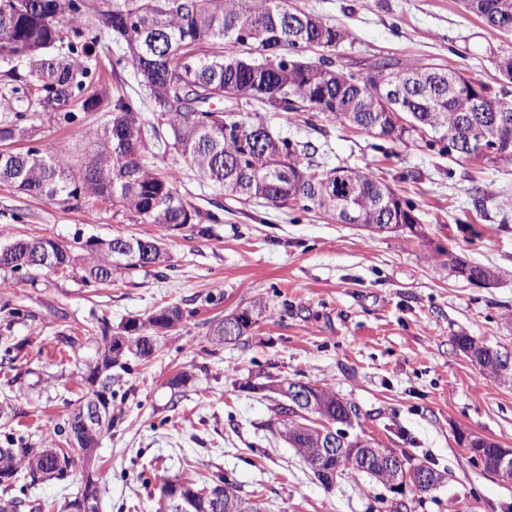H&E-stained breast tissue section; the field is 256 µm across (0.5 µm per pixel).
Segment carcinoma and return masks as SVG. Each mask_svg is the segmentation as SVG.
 Segmentation results:
<instances>
[{"instance_id": "obj_1", "label": "carcinoma", "mask_w": 512, "mask_h": 512, "mask_svg": "<svg viewBox=\"0 0 512 512\" xmlns=\"http://www.w3.org/2000/svg\"><path fill=\"white\" fill-rule=\"evenodd\" d=\"M465 9L483 22L495 25L498 34L512 35V0H463ZM288 0H0V66L3 79L12 85L19 108L13 117L0 122V181L23 193L70 203L74 207L88 200L112 206V216L132 224H159L166 230L191 229L201 237L211 234V224L219 217L183 201L170 172L153 168L148 159V141L154 149L178 152L231 197L262 199L288 208H317L336 214V171L319 169L317 158L327 155L324 144L269 135L260 147L234 135L224 134L240 117L231 111L236 103L232 91L244 92L274 112H321L387 140L420 135L424 127L436 139L446 142L438 149L450 157L460 155L457 145L465 138L460 117L469 116L472 130L483 136L493 152L482 157L487 164L512 160V100L496 99V110L473 102L464 87L471 79L417 59L389 56L374 62L372 85L366 95L349 86V71L328 66L303 69L287 65L282 57L293 58V47L312 44L325 52L336 42L349 40V33L319 17L300 13L305 24L293 31L284 18ZM93 15L126 51L117 60L123 69L140 79L156 112L151 129L130 100H113L112 118L103 128L84 135L86 165L75 173L69 158L50 144H37L25 151L11 149L29 118L25 102L32 100L39 114L71 124L77 115L74 102L84 112L99 105V97L78 99L90 74L88 62L100 46L101 32L86 24ZM456 77L461 85L448 92L446 77ZM350 180L346 205L365 215L363 227L372 230L415 234L419 217L414 205L370 174L345 170ZM78 247L52 238H38L29 245L25 239L10 243L15 250L11 263L0 264V289L35 282L37 275L56 263L68 273L80 274L85 285L112 282V276L126 271L157 270L167 263L166 253L156 240L116 235L95 248L91 239L76 240ZM435 263L455 270L464 267L473 276L489 269L469 262L451 249H436ZM0 327L9 332L32 318L22 306L4 303ZM193 316V311L171 306L170 316L151 313L143 320H129L110 333L104 316L95 317L101 332L97 359L86 364L85 374L102 376L100 386L114 398L112 385L132 374L131 361L148 360L155 351L149 341L159 329L171 330ZM229 318L216 325L209 342L216 348L236 343L247 328L243 321L232 331ZM130 336L129 346L112 354V339ZM454 346L479 369L497 377L499 351L472 336L459 334ZM117 373H112V370ZM283 386H299L314 398L315 415L331 422L336 434L344 436L350 420H359L358 407L342 400L336 392L312 381H286ZM82 407L58 420L44 438L3 427L0 440L17 451L20 473L0 487L8 496L0 512L21 504L36 486L54 479L65 483L75 466L57 463V455L67 448L75 462L92 457L99 440L85 434ZM310 420L297 415L288 428V443L301 451L316 447ZM458 443L467 449L471 463L486 472L495 469L494 449L498 443L459 432ZM366 450L347 458L339 477L366 475L382 485L391 482L393 472L373 462H365ZM224 485V507L234 512L244 500L236 482L219 474L216 480L199 487L169 478L161 492L179 490L185 497L182 512H212L199 492Z\"/></svg>"}]
</instances>
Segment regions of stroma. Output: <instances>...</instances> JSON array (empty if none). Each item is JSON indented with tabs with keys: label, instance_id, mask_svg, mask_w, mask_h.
<instances>
[{
	"label": "stroma",
	"instance_id": "35a3bbf8",
	"mask_svg": "<svg viewBox=\"0 0 512 512\" xmlns=\"http://www.w3.org/2000/svg\"><path fill=\"white\" fill-rule=\"evenodd\" d=\"M289 4L347 29L353 40L338 54L357 67L384 56L415 58L462 71L512 99V84L495 66L497 57L512 54V38L488 31L461 0ZM123 53L108 41L91 62L84 92H102L97 111L79 113L69 125L34 115L17 149L51 144L80 165L82 133L107 121L113 97L128 96L151 118L147 91L117 64ZM240 110L291 139L328 144V167L384 179L415 204L423 236L231 199L173 151L154 166L175 172L185 202L218 215L211 236H168L155 224L119 222L99 201L75 208L0 182V243L123 234L161 239L170 256L160 277L139 271L95 287L46 271L9 293L32 315L8 338L22 345L19 378L9 390L16 428L45 430L86 393L82 366L100 336L94 315L116 327L170 304L193 313L136 367L127 396L112 404L116 422L90 466L76 467L67 484L40 485L38 507L18 512H63L89 474L101 487L96 512H162L159 476L201 484L216 470L234 473L241 495L258 499L264 512H369L375 498L389 497L387 487L364 475L320 485L279 433L280 395L244 389L269 377L330 387L360 410L353 434L446 472L423 503H410L411 512H505L512 484L474 467L456 433L512 448V381L488 378L452 338L464 333L512 353V209L501 205L512 197V164L451 161L420 139L384 140L319 112L289 119L256 104ZM438 248L493 270L494 284L480 288L452 276L431 261ZM260 299L275 303L276 322L253 316L238 342L213 349L207 337L214 327ZM60 331L79 337L77 347L57 352ZM183 372L187 382L172 390L170 379ZM142 471L147 481L139 480Z\"/></svg>",
	"mask_w": 512,
	"mask_h": 512
}]
</instances>
